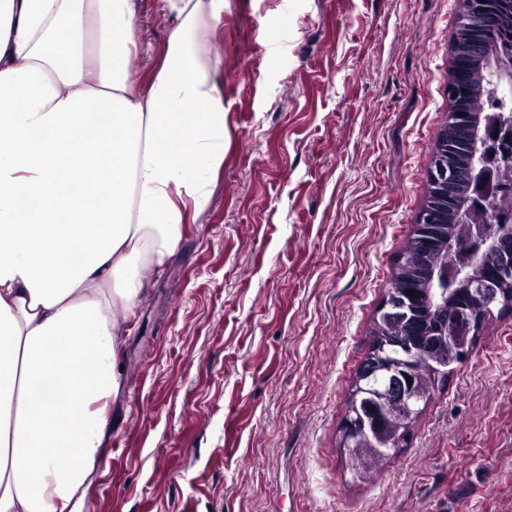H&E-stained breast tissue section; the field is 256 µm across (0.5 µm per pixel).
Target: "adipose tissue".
Here are the masks:
<instances>
[{"label": "adipose tissue", "mask_w": 512, "mask_h": 512, "mask_svg": "<svg viewBox=\"0 0 512 512\" xmlns=\"http://www.w3.org/2000/svg\"><path fill=\"white\" fill-rule=\"evenodd\" d=\"M134 0H0V512H84L133 313L224 164V0L130 73ZM67 467H59L60 458Z\"/></svg>", "instance_id": "1"}]
</instances>
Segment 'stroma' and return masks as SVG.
I'll return each mask as SVG.
<instances>
[{
  "mask_svg": "<svg viewBox=\"0 0 512 512\" xmlns=\"http://www.w3.org/2000/svg\"><path fill=\"white\" fill-rule=\"evenodd\" d=\"M458 0H225L224 165L135 312L87 512H512V314L365 473L342 427L428 195ZM132 72L172 21L137 0Z\"/></svg>",
  "mask_w": 512,
  "mask_h": 512,
  "instance_id": "35a3bbf8",
  "label": "stroma"
}]
</instances>
